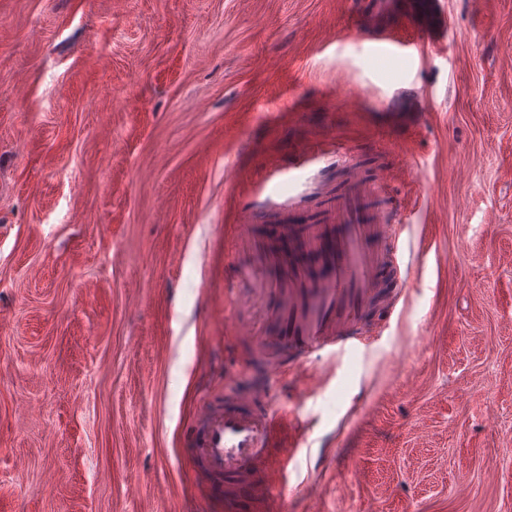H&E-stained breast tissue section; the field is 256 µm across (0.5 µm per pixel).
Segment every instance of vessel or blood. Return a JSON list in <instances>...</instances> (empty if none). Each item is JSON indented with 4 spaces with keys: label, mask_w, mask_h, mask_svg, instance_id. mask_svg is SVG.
Listing matches in <instances>:
<instances>
[{
    "label": "vessel or blood",
    "mask_w": 512,
    "mask_h": 512,
    "mask_svg": "<svg viewBox=\"0 0 512 512\" xmlns=\"http://www.w3.org/2000/svg\"><path fill=\"white\" fill-rule=\"evenodd\" d=\"M349 4L355 35L381 56L424 59L449 40L464 38L449 27L448 0ZM429 103V94L400 90L380 106L389 117L415 125ZM345 156L332 132H325L321 140L298 147L287 163L266 168L243 205L251 207L263 194L295 189L307 172ZM418 181L409 164L370 171L350 167L346 185L319 206L311 223L278 225L288 242L284 253L258 238L250 223L225 226V240L258 268L252 286L263 296V314L253 322L240 314L248 295L226 286L225 297L235 308L225 318L226 333L239 360L257 363L265 377L248 388L225 385L223 397L208 401L187 435L209 474V493L223 499L224 512H288L294 494L289 468L307 447L310 428L293 422L279 384L318 358L366 348L361 329L382 295L394 300L413 287L403 236L408 205L395 185ZM388 274L393 281L386 293L382 284Z\"/></svg>",
    "instance_id": "b4317fda"
}]
</instances>
